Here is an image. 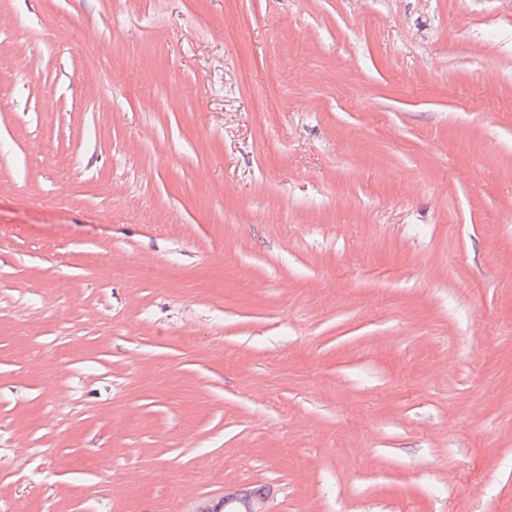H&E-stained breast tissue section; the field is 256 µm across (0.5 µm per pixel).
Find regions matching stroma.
<instances>
[{"label": "stroma", "mask_w": 512, "mask_h": 512, "mask_svg": "<svg viewBox=\"0 0 512 512\" xmlns=\"http://www.w3.org/2000/svg\"><path fill=\"white\" fill-rule=\"evenodd\" d=\"M254 487L512 512V0H0V512Z\"/></svg>", "instance_id": "obj_1"}]
</instances>
